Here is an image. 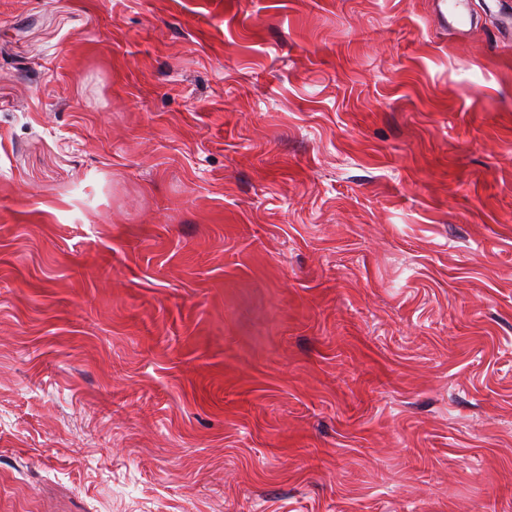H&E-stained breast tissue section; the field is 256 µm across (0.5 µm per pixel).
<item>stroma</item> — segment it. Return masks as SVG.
<instances>
[{
	"label": "stroma",
	"mask_w": 512,
	"mask_h": 512,
	"mask_svg": "<svg viewBox=\"0 0 512 512\" xmlns=\"http://www.w3.org/2000/svg\"><path fill=\"white\" fill-rule=\"evenodd\" d=\"M486 3L0 0V512H512Z\"/></svg>",
	"instance_id": "1"
}]
</instances>
